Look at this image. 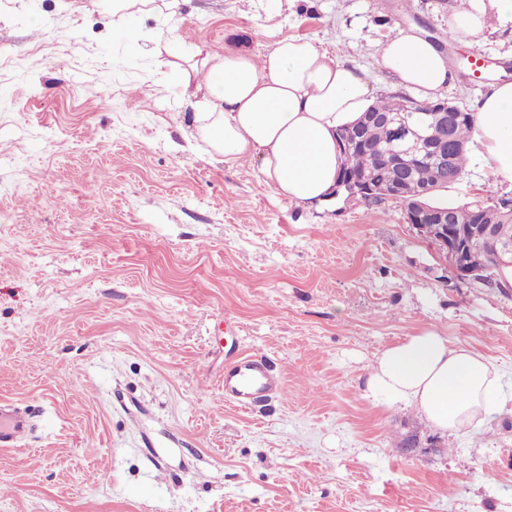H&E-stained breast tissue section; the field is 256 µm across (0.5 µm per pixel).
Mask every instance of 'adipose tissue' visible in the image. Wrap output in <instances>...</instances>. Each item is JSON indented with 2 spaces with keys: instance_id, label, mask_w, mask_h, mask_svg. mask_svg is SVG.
Returning <instances> with one entry per match:
<instances>
[{
  "instance_id": "obj_1",
  "label": "adipose tissue",
  "mask_w": 512,
  "mask_h": 512,
  "mask_svg": "<svg viewBox=\"0 0 512 512\" xmlns=\"http://www.w3.org/2000/svg\"><path fill=\"white\" fill-rule=\"evenodd\" d=\"M450 29L474 37L491 16H512V0H469ZM376 65L424 100L454 81L448 59L414 29L398 30L382 45ZM205 73L207 94L192 108L197 141L225 163L259 159L264 182L288 202L324 199L336 184L339 128L353 124L372 103L357 68L331 58L309 41L284 37L258 56L228 51L191 62L183 80ZM490 174L512 182V80L491 84L475 114L473 135ZM363 395L389 406L412 405L436 429L453 433L483 423L503 406L501 377L483 354L424 328L376 355Z\"/></svg>"
}]
</instances>
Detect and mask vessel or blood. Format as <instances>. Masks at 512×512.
I'll use <instances>...</instances> for the list:
<instances>
[{"mask_svg": "<svg viewBox=\"0 0 512 512\" xmlns=\"http://www.w3.org/2000/svg\"><path fill=\"white\" fill-rule=\"evenodd\" d=\"M224 401L241 410H251L265 398L282 393V380L270 369L264 357L243 353L225 368L221 381ZM32 430L29 417L0 405V447L11 448L28 437Z\"/></svg>", "mask_w": 512, "mask_h": 512, "instance_id": "b4317fda", "label": "vessel or blood"}]
</instances>
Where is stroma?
Wrapping results in <instances>:
<instances>
[{
  "mask_svg": "<svg viewBox=\"0 0 512 512\" xmlns=\"http://www.w3.org/2000/svg\"><path fill=\"white\" fill-rule=\"evenodd\" d=\"M112 2L0 0V401L34 417L0 447V512H512V412L447 434L362 395L379 352L431 328L512 396V286L457 279L399 201L288 203L173 118L181 58L289 36L403 94L373 59L414 27L472 112L512 77V19L459 38L467 0H174L189 35L152 52L158 16ZM502 195L475 150L441 191ZM242 351L285 382L246 412L220 387Z\"/></svg>",
  "mask_w": 512,
  "mask_h": 512,
  "instance_id": "obj_1",
  "label": "stroma"
}]
</instances>
